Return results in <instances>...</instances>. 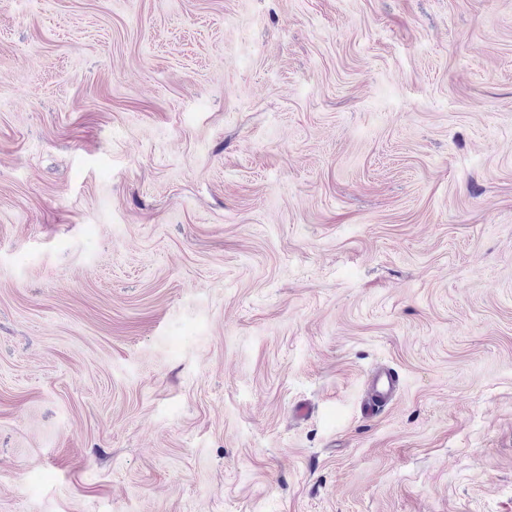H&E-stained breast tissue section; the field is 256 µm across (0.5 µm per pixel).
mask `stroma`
Returning a JSON list of instances; mask_svg holds the SVG:
<instances>
[{
	"label": "stroma",
	"mask_w": 512,
	"mask_h": 512,
	"mask_svg": "<svg viewBox=\"0 0 512 512\" xmlns=\"http://www.w3.org/2000/svg\"><path fill=\"white\" fill-rule=\"evenodd\" d=\"M0 512H512V0H0ZM398 379L388 371H379L371 382V395L365 403L366 410L375 412L386 405L394 396Z\"/></svg>",
	"instance_id": "obj_1"
}]
</instances>
